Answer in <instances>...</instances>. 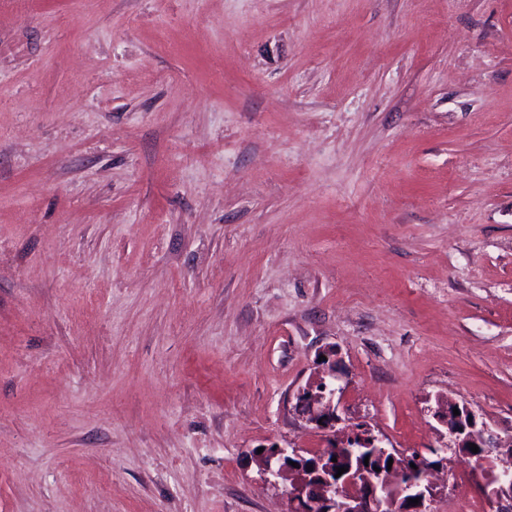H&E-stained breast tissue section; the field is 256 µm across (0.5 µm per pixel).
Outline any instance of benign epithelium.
<instances>
[{
    "instance_id": "obj_1",
    "label": "benign epithelium",
    "mask_w": 512,
    "mask_h": 512,
    "mask_svg": "<svg viewBox=\"0 0 512 512\" xmlns=\"http://www.w3.org/2000/svg\"><path fill=\"white\" fill-rule=\"evenodd\" d=\"M332 356L333 351L326 352L320 378L299 389L295 396V410L319 431L333 429L340 420L336 394L341 389L336 387V360ZM471 416L466 408L459 410L457 416L442 413L437 419L447 426L458 444L469 429ZM485 446L488 457H512V441H504L489 430L485 431ZM335 455L329 448L304 455L298 448L278 446L273 452H263L261 462L264 474L289 481L291 512H428L436 488L427 476L432 467L425 460L413 459L416 468L404 471L393 467L368 475L350 468L339 476L336 463L332 462ZM290 460L297 462L298 467L288 466ZM481 489L501 508L512 506V473L504 472L493 488L481 483ZM415 498L419 499L418 505L408 504Z\"/></svg>"
}]
</instances>
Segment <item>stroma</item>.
<instances>
[{
	"label": "stroma",
	"mask_w": 512,
	"mask_h": 512,
	"mask_svg": "<svg viewBox=\"0 0 512 512\" xmlns=\"http://www.w3.org/2000/svg\"><path fill=\"white\" fill-rule=\"evenodd\" d=\"M330 348L512 439V0H0V512H289Z\"/></svg>",
	"instance_id": "obj_1"
}]
</instances>
